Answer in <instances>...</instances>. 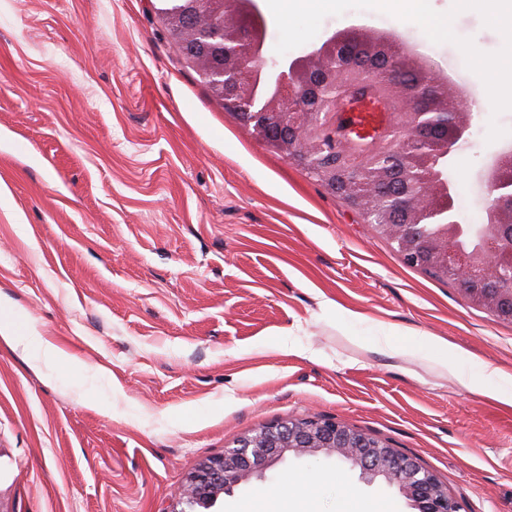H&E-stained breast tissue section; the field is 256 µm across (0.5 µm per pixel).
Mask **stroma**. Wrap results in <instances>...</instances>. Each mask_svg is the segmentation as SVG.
<instances>
[{"label": "stroma", "mask_w": 512, "mask_h": 512, "mask_svg": "<svg viewBox=\"0 0 512 512\" xmlns=\"http://www.w3.org/2000/svg\"><path fill=\"white\" fill-rule=\"evenodd\" d=\"M159 0H0V321L69 353L0 341V512H173L202 460L316 413L386 440L462 512H512V406L459 385L383 325L512 373V323L406 266L360 210L260 139L178 53ZM268 62L360 26L414 45L478 101L504 35L483 8L328 0ZM512 103L472 115L449 169L480 223L479 176ZM362 318L344 323L340 307ZM412 512L333 457L287 455L214 512H339L347 492Z\"/></svg>", "instance_id": "stroma-1"}]
</instances>
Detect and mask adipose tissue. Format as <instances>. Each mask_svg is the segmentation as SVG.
<instances>
[{
  "label": "adipose tissue",
  "mask_w": 512,
  "mask_h": 512,
  "mask_svg": "<svg viewBox=\"0 0 512 512\" xmlns=\"http://www.w3.org/2000/svg\"><path fill=\"white\" fill-rule=\"evenodd\" d=\"M421 349L442 355L443 367L454 372L458 383L462 387L478 392L487 399L507 406L512 405V373L487 365L483 368L484 381L479 384L476 383L473 377L458 371L457 363L460 355L458 352L449 350L447 342L441 337L424 336L419 346L407 347L406 352L414 355Z\"/></svg>",
  "instance_id": "ef3b65f1"
}]
</instances>
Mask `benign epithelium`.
Listing matches in <instances>:
<instances>
[{
    "mask_svg": "<svg viewBox=\"0 0 512 512\" xmlns=\"http://www.w3.org/2000/svg\"><path fill=\"white\" fill-rule=\"evenodd\" d=\"M200 14L209 37L222 41L224 65L216 68L203 56H189L202 76L220 88L228 109L260 132V138L292 160L303 144L310 155L336 153V142H324L323 131L338 129L339 141H349L354 104L369 99L396 115L394 127L356 157L347 152L321 168L314 158L306 171L336 190V169L361 173L380 168L369 203L361 212L377 236L395 243L408 265L422 264L456 283L469 298L479 299L497 313L512 317V145L490 160L483 178L491 191L485 218L479 224L460 221L447 168L469 140V99L448 74L429 65L412 46L391 52L395 37L378 35L386 55L384 75L388 93L381 95L365 78L361 46L346 30L325 33L302 56L268 65L265 40L254 35L227 33L228 15L237 21H256L262 15L258 0H223L219 11L209 0H189ZM427 75V83L407 92L400 83V59ZM315 106L306 105L308 97ZM336 455L371 483L383 478L395 484L414 512H461L459 503L416 459L397 453L386 441L334 419L310 415L266 426L238 440L236 447L201 461L180 491L183 508L196 512L212 508L222 493L240 482L261 478L287 453Z\"/></svg>",
    "mask_w": 512,
    "mask_h": 512,
    "instance_id": "1",
    "label": "benign epithelium"
}]
</instances>
